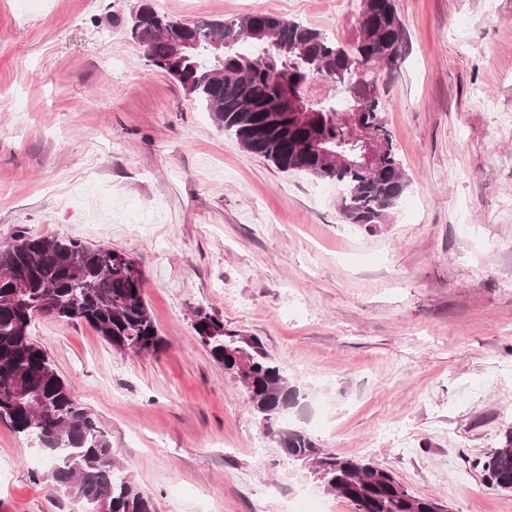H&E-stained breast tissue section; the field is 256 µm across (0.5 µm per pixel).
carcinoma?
<instances>
[{
	"instance_id": "carcinoma-1",
	"label": "carcinoma",
	"mask_w": 512,
	"mask_h": 512,
	"mask_svg": "<svg viewBox=\"0 0 512 512\" xmlns=\"http://www.w3.org/2000/svg\"><path fill=\"white\" fill-rule=\"evenodd\" d=\"M141 9L149 19L127 21L128 34L150 47L148 62L179 83L219 128L282 171L336 182L348 223L373 231L386 220L409 182L376 82L357 81L355 71L400 58L404 27L394 0H362L349 47L268 13L186 23L148 3ZM159 19L168 22L163 31ZM256 27L269 35L253 38ZM181 36L195 49L171 51V39ZM216 40L224 43L219 53L212 50ZM219 69L220 81L214 76ZM315 76L332 85L333 98L315 103L307 97ZM347 110L358 112L386 145L373 171L339 166L312 151L315 140L332 152L351 149L340 118ZM143 283L141 268L126 254L75 239L19 231L0 247V425L63 449L52 456L43 479L81 501L84 512H156V506L117 464L105 431L32 338V323L38 316L84 322L117 351L155 353L163 339ZM192 327L224 373L243 383L254 414L283 452L322 476L329 493L347 500L354 512H433V498L412 493L391 471L360 456L330 453L302 427H280L303 408L304 396L258 341L224 335V322L201 308L194 310ZM483 470L489 485L512 490V427L488 453Z\"/></svg>"
}]
</instances>
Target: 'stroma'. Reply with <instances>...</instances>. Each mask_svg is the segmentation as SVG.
Returning <instances> with one entry per match:
<instances>
[{"label": "stroma", "instance_id": "stroma-1", "mask_svg": "<svg viewBox=\"0 0 512 512\" xmlns=\"http://www.w3.org/2000/svg\"><path fill=\"white\" fill-rule=\"evenodd\" d=\"M187 23L270 13L350 44L361 0H151ZM372 76L408 190L376 232L335 183L244 150L123 22L137 0H0V245L19 230L126 253L164 346L87 324L32 335L157 512H353L268 436L193 311L261 341L306 396L288 422L450 512H512L482 462L512 426V0H394ZM0 425V512H83Z\"/></svg>", "mask_w": 512, "mask_h": 512}]
</instances>
